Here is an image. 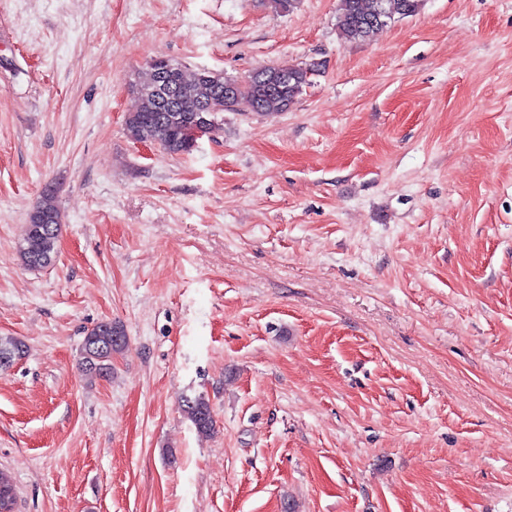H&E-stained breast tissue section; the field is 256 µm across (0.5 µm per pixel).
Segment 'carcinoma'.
Here are the masks:
<instances>
[{"label": "carcinoma", "mask_w": 512, "mask_h": 512, "mask_svg": "<svg viewBox=\"0 0 512 512\" xmlns=\"http://www.w3.org/2000/svg\"><path fill=\"white\" fill-rule=\"evenodd\" d=\"M421 0H343L337 26L342 37L349 42L370 39L392 21V13L410 16L417 12ZM315 62L298 66H275L259 69L251 82L242 85L231 101L233 111L240 101H247L262 116H276L288 111L294 100L311 82L317 71ZM173 87L172 99L163 102L152 90L160 77L153 66L147 64L139 72L135 83L138 107L128 113L125 121L127 132L139 140L157 143L170 154H183L188 147L181 138V129L208 116L206 106L224 98V82L208 83L185 76L178 64L167 73ZM61 212L55 193L45 189L36 201L19 245L22 264L31 270L44 269L55 261ZM127 343L123 325L104 321L92 328L84 337L80 348L79 367L88 379L93 380L112 370V354L122 350ZM184 412L198 433L214 432L215 421L209 401L202 395L184 400Z\"/></svg>", "instance_id": "carcinoma-1"}]
</instances>
